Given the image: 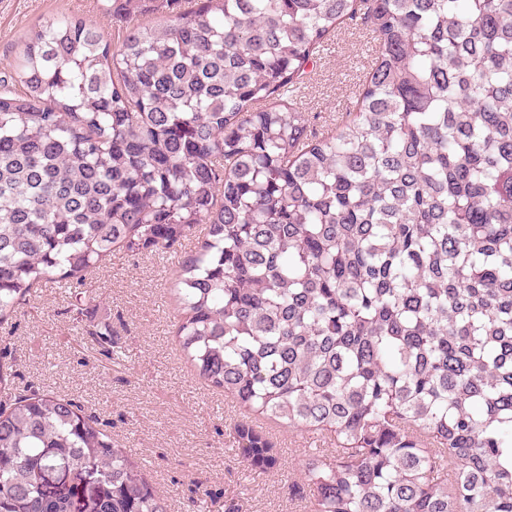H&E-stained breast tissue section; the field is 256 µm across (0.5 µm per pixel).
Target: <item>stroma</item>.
<instances>
[{"label":"stroma","mask_w":512,"mask_h":512,"mask_svg":"<svg viewBox=\"0 0 512 512\" xmlns=\"http://www.w3.org/2000/svg\"><path fill=\"white\" fill-rule=\"evenodd\" d=\"M62 13L100 18L97 0H0V77L14 71L28 32ZM372 48L365 29L346 23L320 53L301 88L312 132L326 133L345 117ZM196 246L190 239L166 253L113 251L88 277L90 299L79 311L57 283L38 289L16 317L0 324V353H10L15 374L0 399L35 386L94 412L117 446L141 462L169 512H186L197 479L238 497L242 512H310L293 487L301 481L306 449H325L331 462L333 440L262 420L282 465L270 473L247 470L230 434L243 408L196 377L181 352L175 270ZM100 321L111 322L119 359H104L83 335V325Z\"/></svg>","instance_id":"1"}]
</instances>
